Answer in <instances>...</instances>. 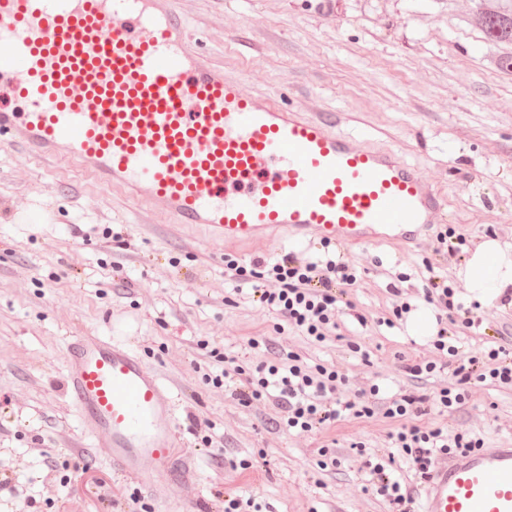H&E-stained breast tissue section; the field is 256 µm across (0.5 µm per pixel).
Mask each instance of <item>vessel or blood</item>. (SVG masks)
<instances>
[{
	"label": "vessel or blood",
	"mask_w": 512,
	"mask_h": 512,
	"mask_svg": "<svg viewBox=\"0 0 512 512\" xmlns=\"http://www.w3.org/2000/svg\"><path fill=\"white\" fill-rule=\"evenodd\" d=\"M0 143L96 180L225 246L278 231L348 248L413 241L447 201L391 148L283 95L251 94L191 38L175 0H0ZM66 388L116 471L166 466L182 390L128 345L67 339ZM421 512H512V441L449 455Z\"/></svg>",
	"instance_id": "vessel-or-blood-1"
}]
</instances>
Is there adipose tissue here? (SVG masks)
I'll list each match as a JSON object with an SVG mask.
<instances>
[{
    "mask_svg": "<svg viewBox=\"0 0 512 512\" xmlns=\"http://www.w3.org/2000/svg\"><path fill=\"white\" fill-rule=\"evenodd\" d=\"M458 276L473 299L482 303L498 299L512 287V247L495 239L485 240Z\"/></svg>",
    "mask_w": 512,
    "mask_h": 512,
    "instance_id": "obj_1",
    "label": "adipose tissue"
}]
</instances>
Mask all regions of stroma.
I'll list each match as a JSON object with an SVG mask.
<instances>
[{
  "label": "stroma",
  "mask_w": 512,
  "mask_h": 512,
  "mask_svg": "<svg viewBox=\"0 0 512 512\" xmlns=\"http://www.w3.org/2000/svg\"><path fill=\"white\" fill-rule=\"evenodd\" d=\"M208 55L255 94L287 90L297 104L335 114L363 145L382 141L421 167L447 199V225L472 254L485 240L512 244V76L490 62L471 0H177ZM141 203L120 199L74 165L44 167L0 150V512H224L225 497L260 512H392L367 489L351 444L378 456L397 420L347 418L326 430L288 431L278 409L242 407L234 384L213 385L223 358L252 367L298 354L335 364L353 388L375 384L380 402L417 389L435 394L440 370L412 381L427 339L406 319L387 326L401 289L414 309L427 241L410 249L373 242L345 249L360 276L337 322L317 342L254 301L227 294L224 262L251 266L301 250L287 236L251 254L210 238L173 234L169 219L142 223ZM366 324H359L358 316ZM126 340L167 382L182 385L179 443L167 472L141 484L120 476L88 437L65 388L66 337ZM361 353L351 352L349 341ZM473 398L442 423L491 444L512 438V388L471 386ZM81 440V452L66 448ZM339 464L320 468L319 450ZM99 473L96 485L85 482Z\"/></svg>",
  "instance_id": "stroma-1"
}]
</instances>
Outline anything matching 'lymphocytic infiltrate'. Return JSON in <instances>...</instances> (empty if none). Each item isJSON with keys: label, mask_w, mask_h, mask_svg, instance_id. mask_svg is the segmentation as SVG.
<instances>
[{"label": "lymphocytic infiltrate", "mask_w": 512, "mask_h": 512, "mask_svg": "<svg viewBox=\"0 0 512 512\" xmlns=\"http://www.w3.org/2000/svg\"><path fill=\"white\" fill-rule=\"evenodd\" d=\"M432 261L426 262L428 278L421 297L445 315L439 321L430 343L429 355L416 361L401 359L400 366L411 378L447 368L453 381L440 389L437 397L405 393L388 405L378 406L377 386L351 391L349 378L339 367L305 364L301 357L289 354L283 362H263L249 369L242 365L224 368V379H238L236 398L246 408L277 396L286 416L288 429L299 434L314 433L347 417L370 418L382 412L387 418H406L398 431L388 433L390 447L403 451L419 481H427L442 456L482 447L481 439L459 429H449L437 422L435 412H447L466 405L472 382L491 381L512 386V349L494 344L476 352L460 351L453 340L460 331L471 328L475 320L470 311L454 303L455 289L447 272L436 271L434 259L459 256L450 230L438 232L430 242ZM225 275L234 281L252 284L260 303L315 341L335 335L339 306L348 288L357 283L356 269L342 254L290 252L268 263L247 269L227 261ZM362 467L377 493L411 512L413 487L401 484L384 464L366 459Z\"/></svg>", "instance_id": "obj_1"}]
</instances>
